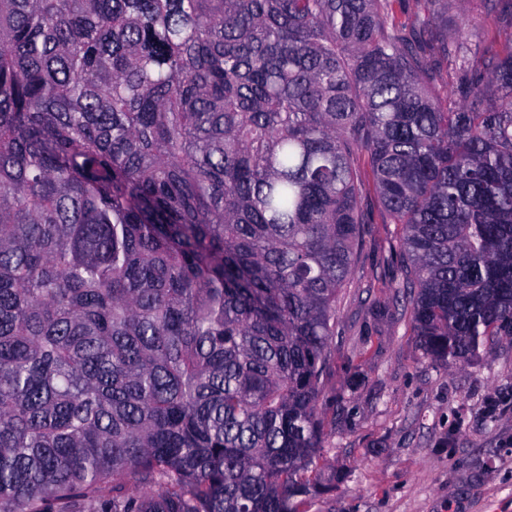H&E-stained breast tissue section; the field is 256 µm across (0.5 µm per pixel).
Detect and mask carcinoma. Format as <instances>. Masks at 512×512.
Here are the masks:
<instances>
[{"label":"carcinoma","mask_w":512,"mask_h":512,"mask_svg":"<svg viewBox=\"0 0 512 512\" xmlns=\"http://www.w3.org/2000/svg\"><path fill=\"white\" fill-rule=\"evenodd\" d=\"M417 3L0 0V512H307L366 165L423 355L512 336V42Z\"/></svg>","instance_id":"obj_1"}]
</instances>
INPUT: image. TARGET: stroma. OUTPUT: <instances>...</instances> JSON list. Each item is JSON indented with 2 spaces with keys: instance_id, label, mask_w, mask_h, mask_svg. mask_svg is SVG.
<instances>
[{
  "instance_id": "35a3bbf8",
  "label": "stroma",
  "mask_w": 512,
  "mask_h": 512,
  "mask_svg": "<svg viewBox=\"0 0 512 512\" xmlns=\"http://www.w3.org/2000/svg\"><path fill=\"white\" fill-rule=\"evenodd\" d=\"M463 13L487 52L512 39L482 0H450L449 22ZM372 212L319 399L336 488L307 510L512 512V338L490 337L457 367L424 357L398 303V227L384 223L380 204ZM378 306L388 313L376 319ZM342 402L351 417L340 416Z\"/></svg>"
}]
</instances>
